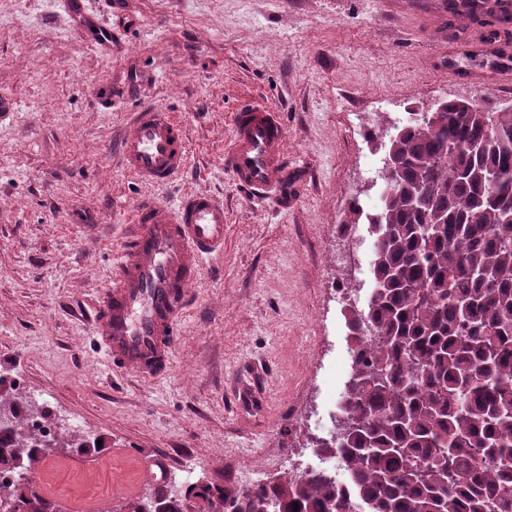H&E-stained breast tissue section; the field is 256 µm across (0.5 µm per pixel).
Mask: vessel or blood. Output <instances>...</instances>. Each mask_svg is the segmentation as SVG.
Here are the masks:
<instances>
[{
  "label": "vessel or blood",
  "mask_w": 512,
  "mask_h": 512,
  "mask_svg": "<svg viewBox=\"0 0 512 512\" xmlns=\"http://www.w3.org/2000/svg\"><path fill=\"white\" fill-rule=\"evenodd\" d=\"M71 18L86 37L106 45L111 30L85 13L81 0H65ZM482 48L499 58V83L512 86L506 46L487 28ZM286 133L279 113L255 100L241 102L233 134L224 147V169L252 198L283 200L288 178ZM122 169L139 182L168 185L189 164L181 122L167 109L133 111L118 152ZM130 229L112 258V278L92 302L95 333L113 368L156 380L172 364L179 325L191 307V288L205 264L224 249V202L208 192H191L173 204L142 198L131 210Z\"/></svg>",
  "instance_id": "b4317fda"
}]
</instances>
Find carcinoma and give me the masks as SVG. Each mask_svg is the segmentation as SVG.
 Segmentation results:
<instances>
[{
	"mask_svg": "<svg viewBox=\"0 0 512 512\" xmlns=\"http://www.w3.org/2000/svg\"><path fill=\"white\" fill-rule=\"evenodd\" d=\"M389 139L365 307L346 308L357 349L341 414L347 439L324 450L347 474L250 487L192 486L206 512H512V105L444 100ZM37 407L0 388V502L58 512L25 471L49 455L26 425ZM53 449L82 455L85 442ZM165 512L182 500L162 486Z\"/></svg>",
	"mask_w": 512,
	"mask_h": 512,
	"instance_id": "obj_1",
	"label": "carcinoma"
}]
</instances>
